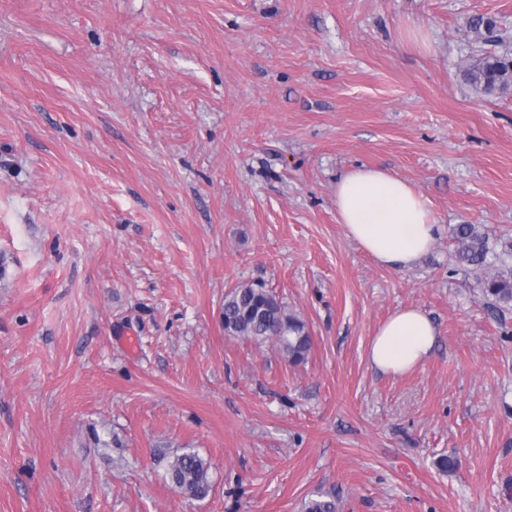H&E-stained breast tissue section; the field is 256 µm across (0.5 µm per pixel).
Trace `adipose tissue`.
Wrapping results in <instances>:
<instances>
[{
    "label": "adipose tissue",
    "instance_id": "obj_1",
    "mask_svg": "<svg viewBox=\"0 0 512 512\" xmlns=\"http://www.w3.org/2000/svg\"><path fill=\"white\" fill-rule=\"evenodd\" d=\"M335 199L346 237L387 269L412 268L435 242L438 224L429 198L386 170H349L336 183ZM437 336L422 308H397L373 336L369 361L382 373L404 374L426 362Z\"/></svg>",
    "mask_w": 512,
    "mask_h": 512
}]
</instances>
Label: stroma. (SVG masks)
Instances as JSON below:
<instances>
[{"label":"stroma","instance_id":"1","mask_svg":"<svg viewBox=\"0 0 512 512\" xmlns=\"http://www.w3.org/2000/svg\"><path fill=\"white\" fill-rule=\"evenodd\" d=\"M489 53L512 0H0V512H512V303L454 258L459 224L512 242V87L464 77ZM358 165L429 198L413 268L339 224ZM253 281L306 363L225 334ZM411 305L439 339L384 374ZM188 450L206 498L169 480ZM437 336L436 324L422 308H397L373 336L369 361L382 373L404 374L426 362Z\"/></svg>","mask_w":512,"mask_h":512}]
</instances>
